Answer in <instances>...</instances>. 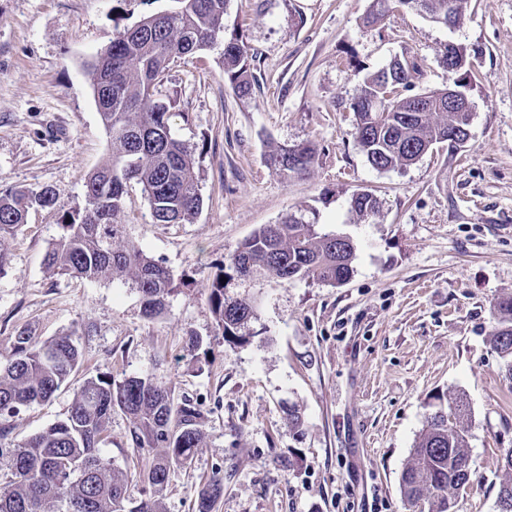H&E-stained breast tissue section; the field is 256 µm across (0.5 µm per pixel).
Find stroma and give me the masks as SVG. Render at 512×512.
<instances>
[{
  "mask_svg": "<svg viewBox=\"0 0 512 512\" xmlns=\"http://www.w3.org/2000/svg\"><path fill=\"white\" fill-rule=\"evenodd\" d=\"M370 4L229 0L224 27L243 40L255 75L248 97L225 81L222 45L171 64L161 95L174 135L195 149L203 209L191 224H156L140 185L126 188L128 238L178 284L150 319L131 283L52 274L42 260L109 153L85 62L173 0H0V190L48 186L58 198L30 210L8 242L0 349L23 328L44 339L83 328L79 375L14 417L15 439L65 418L84 377L148 376L206 417L200 447L170 469L163 512H195L217 473L224 493L212 512H409L400 476L427 403L460 396L471 409L472 481L456 512H497L501 484L512 483L501 462L512 448V384L489 341L492 306L512 294V0H470L456 28L399 0L367 27ZM451 42L468 61L466 147L376 170L353 135L365 78L415 57L411 91L446 88ZM299 143L317 149L305 175L266 165L270 147ZM358 191L380 202L370 222L350 211ZM290 214L353 240L351 278L233 281L228 296L253 298L256 315L248 341H224L208 282L240 242ZM191 336L202 341L196 364ZM129 428L114 411L100 453L133 482L153 454L133 448Z\"/></svg>",
  "mask_w": 512,
  "mask_h": 512,
  "instance_id": "1",
  "label": "stroma"
}]
</instances>
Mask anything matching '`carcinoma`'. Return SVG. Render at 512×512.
I'll return each mask as SVG.
<instances>
[{"instance_id":"obj_1","label":"carcinoma","mask_w":512,"mask_h":512,"mask_svg":"<svg viewBox=\"0 0 512 512\" xmlns=\"http://www.w3.org/2000/svg\"><path fill=\"white\" fill-rule=\"evenodd\" d=\"M176 6L141 18L124 29L112 45L86 65L101 122L109 138L108 158L91 171L84 184L83 208L64 216L62 233L45 252V268L56 274L90 281H130L141 295L148 317L161 314L175 290L174 274L148 257L123 235L127 183L134 181L148 201L156 224L190 223L202 211L194 150L174 137L168 105L158 98L169 65L177 59L224 42V78L235 92L249 96L253 75L248 53L235 35L226 36L224 13L228 0H173ZM417 0V10L432 21L456 25L468 0ZM410 65L368 77L351 109L356 116L354 137L377 170L419 161L448 134L458 132L467 142L464 123L448 111V94L441 90L399 97L394 89L408 87ZM316 157L309 144L302 166L288 167V149L271 148L265 161L275 173L291 177L306 173ZM56 204L55 192L42 187L0 191V268L8 260L6 242L13 238L32 208ZM350 209L367 221L379 213L378 199L367 192L352 195ZM352 239L336 241L316 224L288 215L266 224L242 242L230 263L218 268L209 284L208 304L227 342L249 340L248 323L254 302L246 295L230 298V282L274 277L283 283L312 278L337 286L353 273ZM490 342L512 381V295L497 300ZM78 328L43 340L21 329L0 351V512H73L89 502L86 512H160L159 500L136 498L131 486L115 479L111 463L99 454L112 411L130 421L135 448H162L140 481L159 493L169 470L189 459L203 439L205 415L188 400L175 401L172 391L149 377L120 382L105 373L88 377L74 395L67 416L47 429L7 445L12 418L49 401L80 367ZM427 425L411 448L400 489L412 507L428 512H455V494L470 483L467 444L469 407L457 397L451 404L435 397ZM224 493V479L211 478L199 494L196 512H210Z\"/></svg>"}]
</instances>
